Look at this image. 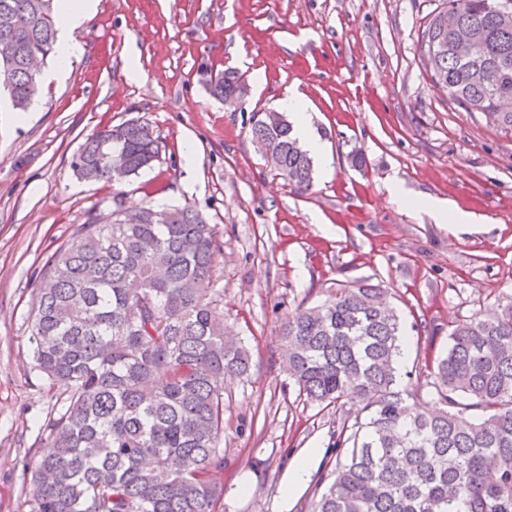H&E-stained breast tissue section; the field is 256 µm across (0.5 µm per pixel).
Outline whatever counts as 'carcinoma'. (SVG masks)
Masks as SVG:
<instances>
[{
	"instance_id": "cac0c4a2",
	"label": "carcinoma",
	"mask_w": 512,
	"mask_h": 512,
	"mask_svg": "<svg viewBox=\"0 0 512 512\" xmlns=\"http://www.w3.org/2000/svg\"><path fill=\"white\" fill-rule=\"evenodd\" d=\"M502 0H443L421 32L439 49L433 85L466 112L512 131V27ZM480 34L474 62L453 44ZM0 88L25 112L40 89L28 60L52 53V0H0ZM219 99L241 95L234 71L209 80ZM108 126L82 144L83 174L119 183L151 166L159 143L146 122ZM252 137L295 190L312 186L308 152L284 120L258 116ZM106 147L119 158L100 163ZM111 220L90 211L37 273L30 312L33 369L66 387L42 426L30 512H216L223 488L224 382L250 373L251 357L214 311L213 271L223 254L214 225L185 206L129 211L112 196ZM283 367L310 402L359 406L334 447L345 459L320 480L312 512H512V305L455 325L436 362L441 408L422 413L400 390V318L371 284L341 288L298 311L283 330Z\"/></svg>"
}]
</instances>
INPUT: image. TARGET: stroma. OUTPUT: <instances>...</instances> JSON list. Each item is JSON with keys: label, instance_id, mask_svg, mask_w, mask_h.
Instances as JSON below:
<instances>
[{"label": "stroma", "instance_id": "stroma-1", "mask_svg": "<svg viewBox=\"0 0 512 512\" xmlns=\"http://www.w3.org/2000/svg\"><path fill=\"white\" fill-rule=\"evenodd\" d=\"M440 0H98L74 31L82 48L18 113L0 91V512H30L40 427L65 397L32 367L29 314L41 265L113 194L127 209H196L224 255L214 304L250 351L248 379L224 384V495L217 512H310L314 487L282 504L291 456L336 462L338 411L299 396L281 368V331L337 288L369 282L401 316V373L413 405L438 403L431 362L457 321L512 304V132L435 88L420 36ZM233 68L249 93L214 98ZM300 93L328 150L295 193L256 148L254 113ZM140 119L159 141L151 167L113 184L71 162L102 127ZM398 184L410 206L392 203ZM448 199L475 213L459 229L420 208ZM254 487L251 495L241 484Z\"/></svg>", "mask_w": 512, "mask_h": 512}]
</instances>
